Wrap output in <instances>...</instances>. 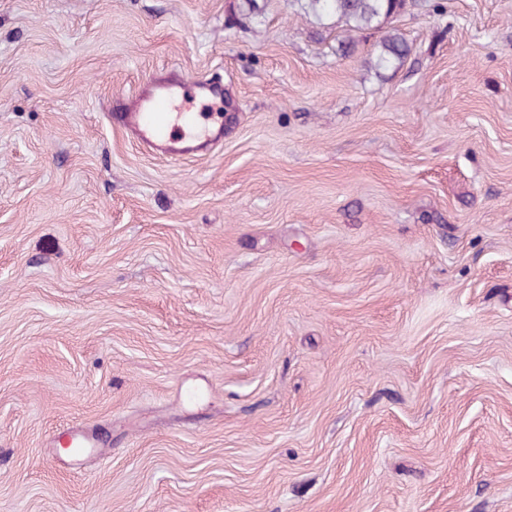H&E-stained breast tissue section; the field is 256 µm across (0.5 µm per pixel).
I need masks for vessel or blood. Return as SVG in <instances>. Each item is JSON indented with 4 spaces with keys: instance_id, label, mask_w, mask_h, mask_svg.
<instances>
[{
    "instance_id": "vessel-or-blood-1",
    "label": "vessel or blood",
    "mask_w": 512,
    "mask_h": 512,
    "mask_svg": "<svg viewBox=\"0 0 512 512\" xmlns=\"http://www.w3.org/2000/svg\"><path fill=\"white\" fill-rule=\"evenodd\" d=\"M223 98L221 83L165 73L134 96L113 98L106 117L140 145L177 160L223 144L224 115L208 109Z\"/></svg>"
}]
</instances>
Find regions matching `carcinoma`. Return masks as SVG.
I'll return each instance as SVG.
<instances>
[{
	"label": "carcinoma",
	"mask_w": 512,
	"mask_h": 512,
	"mask_svg": "<svg viewBox=\"0 0 512 512\" xmlns=\"http://www.w3.org/2000/svg\"><path fill=\"white\" fill-rule=\"evenodd\" d=\"M410 0H304L303 11L317 20L334 17L347 32L380 31L392 18L408 12ZM408 56V46L402 33L390 29L376 43L373 65L378 70L402 67Z\"/></svg>",
	"instance_id": "1"
}]
</instances>
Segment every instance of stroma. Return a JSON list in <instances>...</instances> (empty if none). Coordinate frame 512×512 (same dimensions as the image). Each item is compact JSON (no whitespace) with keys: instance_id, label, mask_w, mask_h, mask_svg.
<instances>
[{"instance_id":"obj_1","label":"stroma","mask_w":512,"mask_h":512,"mask_svg":"<svg viewBox=\"0 0 512 512\" xmlns=\"http://www.w3.org/2000/svg\"><path fill=\"white\" fill-rule=\"evenodd\" d=\"M256 4L0 0V512H512V0ZM169 70L222 147L107 123ZM410 7V0H304L301 4L303 11L318 21L336 17L346 32L380 31ZM408 46L398 29H390L376 43L373 50V65L377 70L399 69L408 56Z\"/></svg>"}]
</instances>
